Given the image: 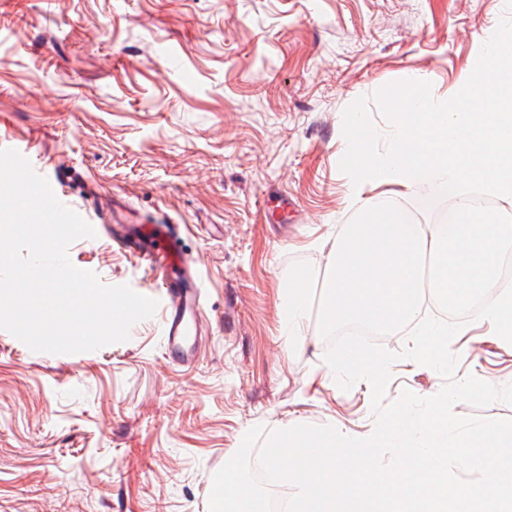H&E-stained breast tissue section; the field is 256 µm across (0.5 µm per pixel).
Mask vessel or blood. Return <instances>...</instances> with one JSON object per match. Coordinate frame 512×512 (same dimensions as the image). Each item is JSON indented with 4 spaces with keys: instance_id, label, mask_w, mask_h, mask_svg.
<instances>
[{
    "instance_id": "vessel-or-blood-1",
    "label": "vessel or blood",
    "mask_w": 512,
    "mask_h": 512,
    "mask_svg": "<svg viewBox=\"0 0 512 512\" xmlns=\"http://www.w3.org/2000/svg\"><path fill=\"white\" fill-rule=\"evenodd\" d=\"M104 230L113 245L136 254L153 273L164 348L172 361L189 363L208 323L202 310V285L191 260L177 247L178 225L108 224Z\"/></svg>"
}]
</instances>
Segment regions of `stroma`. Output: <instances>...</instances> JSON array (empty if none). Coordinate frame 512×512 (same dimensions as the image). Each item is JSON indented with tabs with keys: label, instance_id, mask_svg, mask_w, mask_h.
<instances>
[{
	"label": "stroma",
	"instance_id": "obj_1",
	"mask_svg": "<svg viewBox=\"0 0 512 512\" xmlns=\"http://www.w3.org/2000/svg\"><path fill=\"white\" fill-rule=\"evenodd\" d=\"M504 0H0V148L60 176L62 200L126 199L137 219L182 225L210 326L191 364L169 361L159 317L95 351H32L0 330V512H209L214 474L253 427L374 429L372 387L326 374L317 320L303 346L281 332L297 260L323 272L330 243L388 201L443 224L401 188L353 200L339 168L343 112L424 80L449 98L476 35ZM51 40H44L45 30ZM103 284L149 292L139 259L106 235L68 248ZM453 377L512 384V348L471 322ZM410 328L379 336L399 356L386 402L435 395L433 369L404 358Z\"/></svg>",
	"mask_w": 512,
	"mask_h": 512
}]
</instances>
